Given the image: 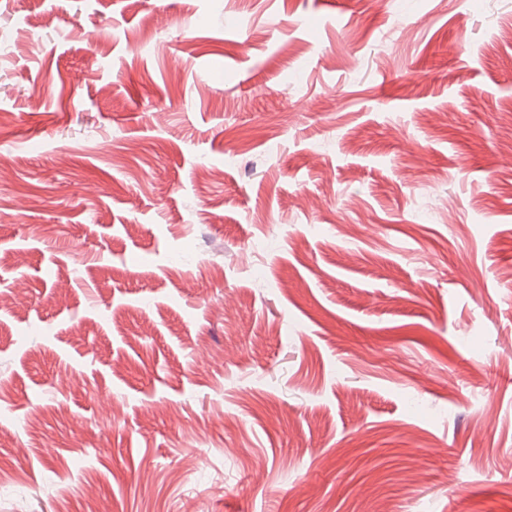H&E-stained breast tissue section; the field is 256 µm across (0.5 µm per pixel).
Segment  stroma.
Wrapping results in <instances>:
<instances>
[{"label": "stroma", "mask_w": 512, "mask_h": 512, "mask_svg": "<svg viewBox=\"0 0 512 512\" xmlns=\"http://www.w3.org/2000/svg\"><path fill=\"white\" fill-rule=\"evenodd\" d=\"M512 512V0H0V512Z\"/></svg>", "instance_id": "stroma-1"}]
</instances>
